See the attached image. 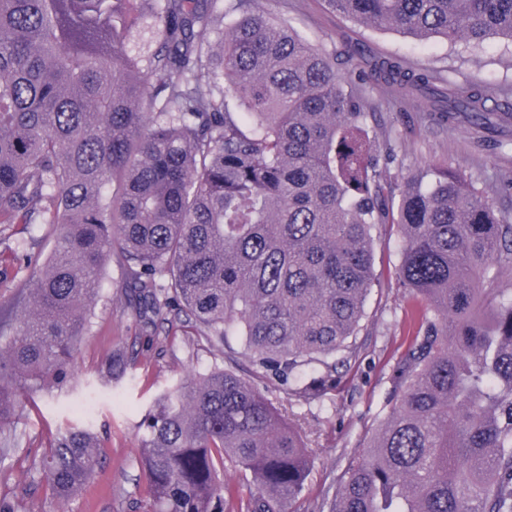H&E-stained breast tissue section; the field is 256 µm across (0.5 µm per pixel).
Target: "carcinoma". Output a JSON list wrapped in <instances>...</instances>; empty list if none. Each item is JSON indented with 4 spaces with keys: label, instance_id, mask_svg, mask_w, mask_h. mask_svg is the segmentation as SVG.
Returning <instances> with one entry per match:
<instances>
[{
    "label": "carcinoma",
    "instance_id": "obj_1",
    "mask_svg": "<svg viewBox=\"0 0 512 512\" xmlns=\"http://www.w3.org/2000/svg\"><path fill=\"white\" fill-rule=\"evenodd\" d=\"M327 3L422 41L512 43V0ZM150 17L158 45L142 58L128 43ZM360 74L497 146L512 127L507 90L459 93L399 57ZM367 117L334 58L256 0H0V224L56 228L0 312V449L34 395L72 387L114 257L137 321L182 318L218 352L233 327L262 377L310 368L294 395L322 401L358 353L372 231L396 224L398 280L428 309L369 453L320 512H512V224L451 172L407 177L394 201ZM131 363L116 353L105 370ZM142 426L147 512H287L310 475L297 430L219 366L159 395ZM99 448L91 428L61 426L36 469L65 501ZM228 464L247 499L224 484Z\"/></svg>",
    "mask_w": 512,
    "mask_h": 512
}]
</instances>
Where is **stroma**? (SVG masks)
<instances>
[{
  "label": "stroma",
  "mask_w": 512,
  "mask_h": 512,
  "mask_svg": "<svg viewBox=\"0 0 512 512\" xmlns=\"http://www.w3.org/2000/svg\"><path fill=\"white\" fill-rule=\"evenodd\" d=\"M264 11L286 16L308 44L336 55L341 82H356L360 70L348 60L350 45L361 44L373 57L399 56L465 90L478 85L491 97L512 90V45L503 41L472 48L436 39L419 42L400 31L355 21L327 8L324 0H258ZM370 117L369 134L391 148L396 160L386 171L393 192L417 170H449L466 186L483 193L504 220L512 221V145L496 148L465 126L438 124L427 106L395 101L374 82L356 83ZM404 250L399 228L383 224L375 231L374 281L357 338L360 351L339 367L336 388L323 403L297 404L287 388L266 381L257 386L283 416L293 417L307 446L311 471L293 503L294 512H319L324 496L335 491L351 459L363 451L379 421L390 412L387 401L394 368L412 340V313L421 300L399 286L396 272ZM121 270L110 263L74 368L77 390L41 393L15 425L20 446L0 463V494L15 497L22 512H143L146 485L139 464L140 422L154 397L187 371L218 363L203 336L176 322L143 327L127 315ZM123 349L135 365L118 380L100 371L106 357ZM92 421L102 438V462L95 479L68 502L56 499L33 467L51 431Z\"/></svg>",
  "instance_id": "stroma-1"
}]
</instances>
